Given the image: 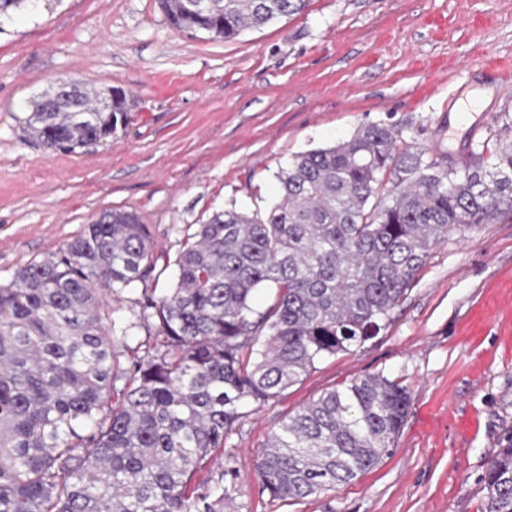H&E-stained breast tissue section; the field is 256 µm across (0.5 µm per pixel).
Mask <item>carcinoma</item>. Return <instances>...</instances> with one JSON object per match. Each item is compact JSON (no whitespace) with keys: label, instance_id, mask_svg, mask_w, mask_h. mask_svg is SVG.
Listing matches in <instances>:
<instances>
[{"label":"carcinoma","instance_id":"carcinoma-1","mask_svg":"<svg viewBox=\"0 0 512 512\" xmlns=\"http://www.w3.org/2000/svg\"><path fill=\"white\" fill-rule=\"evenodd\" d=\"M178 31L233 40L307 0H159ZM112 94V111L90 112ZM126 91L52 86L24 130L48 148L103 143L129 124ZM359 127L293 155L265 213L212 214L182 243L176 277L134 211L112 210L0 286V512H224L238 474L198 479L224 455L247 402L265 404L315 364L387 327L452 231L512 216V147L463 170ZM142 284L145 354L123 361L106 295ZM269 285L266 311L251 306ZM383 375L326 391L260 451L259 492L299 502L348 485L391 453L409 406ZM486 512H512V438L482 478Z\"/></svg>","mask_w":512,"mask_h":512}]
</instances>
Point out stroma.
<instances>
[{
  "mask_svg": "<svg viewBox=\"0 0 512 512\" xmlns=\"http://www.w3.org/2000/svg\"><path fill=\"white\" fill-rule=\"evenodd\" d=\"M60 78L123 88L126 130L72 152L27 140L29 100ZM475 92L482 108L452 125ZM371 123L450 165L512 145V0H309L229 41L174 30L158 0H36L0 23V284L109 209L175 258L214 212L268 210L293 155ZM137 295L112 304L128 359L149 339ZM370 375L410 395L390 455L317 498L260 494L254 460L282 421ZM242 412L226 512H485L481 478L512 437V221L451 233L379 336Z\"/></svg>",
  "mask_w": 512,
  "mask_h": 512,
  "instance_id": "35a3bbf8",
  "label": "stroma"
}]
</instances>
